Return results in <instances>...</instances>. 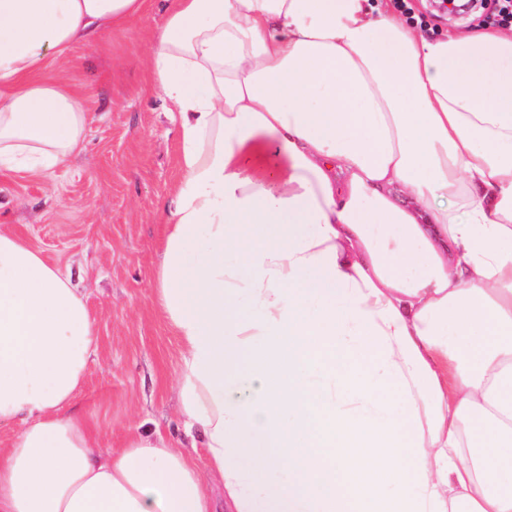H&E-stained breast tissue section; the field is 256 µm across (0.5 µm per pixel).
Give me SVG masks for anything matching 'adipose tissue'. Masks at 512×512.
<instances>
[{"label": "adipose tissue", "mask_w": 512, "mask_h": 512, "mask_svg": "<svg viewBox=\"0 0 512 512\" xmlns=\"http://www.w3.org/2000/svg\"><path fill=\"white\" fill-rule=\"evenodd\" d=\"M147 0H0V172L82 145L68 52ZM180 120L154 292L180 413L101 450L95 321L0 228V512H512V31L392 0H172Z\"/></svg>", "instance_id": "adipose-tissue-1"}]
</instances>
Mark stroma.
<instances>
[{"label":"stroma","mask_w":512,"mask_h":512,"mask_svg":"<svg viewBox=\"0 0 512 512\" xmlns=\"http://www.w3.org/2000/svg\"><path fill=\"white\" fill-rule=\"evenodd\" d=\"M168 0L93 46H74L65 77L90 101L82 147L52 172L0 175V226L68 270L96 321L97 351L79 404L98 423L100 448L136 430L189 444L179 411L181 345L154 297L161 203L180 177L178 125L161 95L143 92L151 34Z\"/></svg>","instance_id":"1"}]
</instances>
